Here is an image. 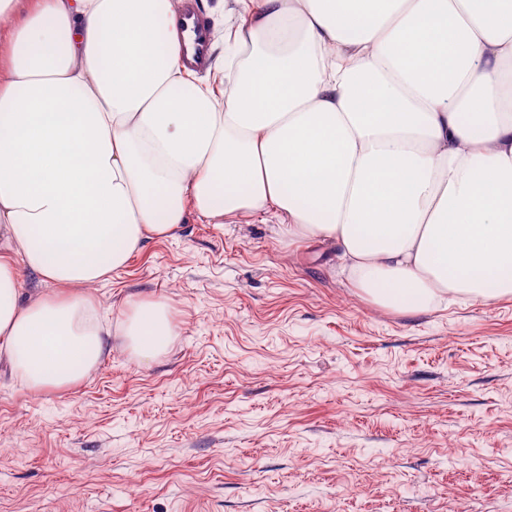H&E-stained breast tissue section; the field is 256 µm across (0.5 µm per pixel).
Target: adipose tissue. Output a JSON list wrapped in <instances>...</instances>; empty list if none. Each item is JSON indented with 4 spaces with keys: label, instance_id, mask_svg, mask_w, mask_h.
<instances>
[{
    "label": "adipose tissue",
    "instance_id": "ef3b65f1",
    "mask_svg": "<svg viewBox=\"0 0 512 512\" xmlns=\"http://www.w3.org/2000/svg\"><path fill=\"white\" fill-rule=\"evenodd\" d=\"M181 9L0 0V361L25 388L99 365L91 287L191 217L332 243L383 310L512 298V0H215L202 73ZM120 317L145 364L177 334L149 297Z\"/></svg>",
    "mask_w": 512,
    "mask_h": 512
}]
</instances>
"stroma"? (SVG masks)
Wrapping results in <instances>:
<instances>
[{
  "label": "stroma",
  "instance_id": "stroma-1",
  "mask_svg": "<svg viewBox=\"0 0 512 512\" xmlns=\"http://www.w3.org/2000/svg\"><path fill=\"white\" fill-rule=\"evenodd\" d=\"M94 293L112 352L81 383L0 369V512H512V298L383 311L335 248L195 221ZM136 295L178 323L148 364ZM120 317L126 350L145 364L155 361L178 334L175 319L160 300L143 297L128 301Z\"/></svg>",
  "mask_w": 512,
  "mask_h": 512
}]
</instances>
